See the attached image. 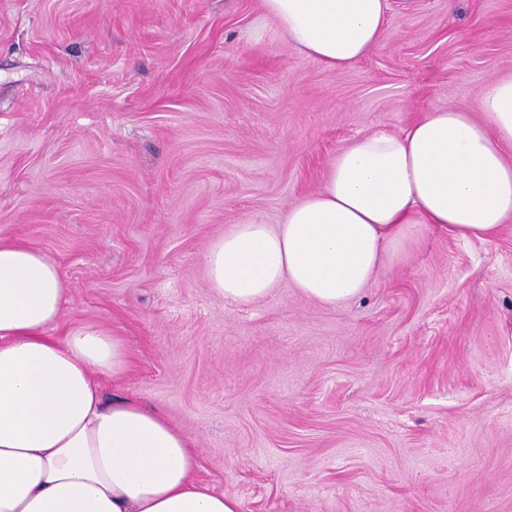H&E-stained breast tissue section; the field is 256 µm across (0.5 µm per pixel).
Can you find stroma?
<instances>
[{
    "mask_svg": "<svg viewBox=\"0 0 512 512\" xmlns=\"http://www.w3.org/2000/svg\"><path fill=\"white\" fill-rule=\"evenodd\" d=\"M330 70L260 0H0V238L58 265L54 335L106 326L107 399L162 412L239 512H512V219L428 233L345 303L209 287L230 225L278 223L385 125L512 73V0H391Z\"/></svg>",
    "mask_w": 512,
    "mask_h": 512,
    "instance_id": "1",
    "label": "stroma"
}]
</instances>
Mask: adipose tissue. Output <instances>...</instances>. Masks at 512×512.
Wrapping results in <instances>:
<instances>
[{
	"label": "adipose tissue",
	"mask_w": 512,
	"mask_h": 512,
	"mask_svg": "<svg viewBox=\"0 0 512 512\" xmlns=\"http://www.w3.org/2000/svg\"><path fill=\"white\" fill-rule=\"evenodd\" d=\"M274 31L332 69L380 40L390 0H261ZM512 218V75L473 111L379 127L331 161L322 188L276 225H231L203 256L210 288L246 305L287 282L325 306L357 297L427 232L490 236ZM57 265L0 239V512H238L196 476L188 437L140 402L106 400L128 350L92 324L50 335L64 309Z\"/></svg>",
	"instance_id": "ef3b65f1"
}]
</instances>
